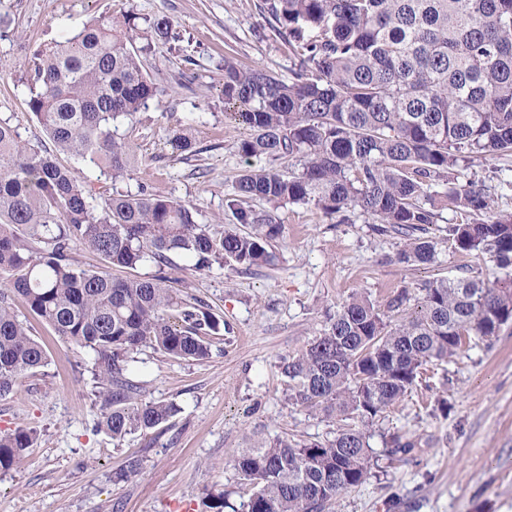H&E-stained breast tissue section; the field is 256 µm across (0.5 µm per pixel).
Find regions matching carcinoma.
<instances>
[{
  "label": "carcinoma",
  "instance_id": "obj_1",
  "mask_svg": "<svg viewBox=\"0 0 512 512\" xmlns=\"http://www.w3.org/2000/svg\"><path fill=\"white\" fill-rule=\"evenodd\" d=\"M269 13L296 54L292 78L224 60V114L247 131L251 159H291L283 175L253 166L228 201L236 224L198 222V210L138 187L98 193L74 167L21 139L0 121V398L47 364L44 346L18 319L13 301L63 341L94 356L100 426L114 441L170 421L180 407L145 400L129 378L134 354L151 347L178 361L209 357L219 320L179 297L167 253L204 273L234 263L269 264L283 225L272 211L313 205L333 216L360 208L403 234L402 262L431 264L425 237L436 208L471 216L446 239L491 264L484 279L429 281L415 311L392 323L369 299L352 296L297 354L281 358L288 399L347 422L331 440L248 438L233 469L250 486L239 504L208 492L201 512H326L370 470L366 425L407 397L424 366L512 322V215L491 214L473 180L429 192L469 158L512 155V0H269ZM136 16H97L74 36L38 52L28 107L56 149L78 163L131 179L137 149L112 123L156 96L133 46ZM107 266L151 277H115L76 264L78 250ZM36 442L19 428L0 432V470Z\"/></svg>",
  "mask_w": 512,
  "mask_h": 512
}]
</instances>
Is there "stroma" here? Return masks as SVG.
Returning <instances> with one entry per match:
<instances>
[{
	"label": "stroma",
	"instance_id": "stroma-1",
	"mask_svg": "<svg viewBox=\"0 0 512 512\" xmlns=\"http://www.w3.org/2000/svg\"><path fill=\"white\" fill-rule=\"evenodd\" d=\"M128 13L172 22L166 41L143 57L157 96L147 110L119 122L137 147L136 179L112 181L99 170L80 173L94 187L152 191L196 206L204 224H231L227 200L245 167L239 146L246 133L224 116V61L259 66L289 78L295 57L266 0H0V120L21 139L54 151L28 109L35 55L80 29L89 18ZM189 133L192 150L172 151L168 139ZM463 178L482 181L495 213L512 214V157L478 159ZM427 235L437 244L433 264L399 261L402 236L379 232L360 209L328 217L311 205L276 210L283 235L275 259L243 269L213 266L187 272L176 289L202 301L227 330L211 339L203 361H173L145 347L131 377L148 400L176 403L168 423L115 442L98 423L93 356L65 343L22 300L19 319L48 354L36 374L0 399V432L36 430L38 440L18 467L0 471V512H198L208 489L239 502L245 489L231 465L246 438H334L340 420L294 405L278 365L303 349L351 294L368 296L385 318L412 312L425 282L482 277V255L462 252L444 227L465 222L442 207ZM400 310H393L396 297ZM427 384L367 428L373 450L364 483L337 497L334 512H512V323L489 341H475L443 362L428 364ZM397 434L413 441L390 454ZM141 464L128 482L113 476L130 459Z\"/></svg>",
	"mask_w": 512,
	"mask_h": 512
}]
</instances>
